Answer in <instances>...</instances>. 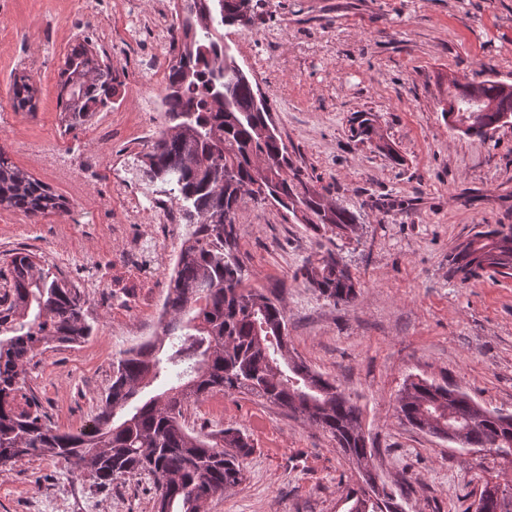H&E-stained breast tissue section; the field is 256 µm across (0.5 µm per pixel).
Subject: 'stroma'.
Returning <instances> with one entry per match:
<instances>
[{
  "label": "stroma",
  "mask_w": 512,
  "mask_h": 512,
  "mask_svg": "<svg viewBox=\"0 0 512 512\" xmlns=\"http://www.w3.org/2000/svg\"><path fill=\"white\" fill-rule=\"evenodd\" d=\"M155 0H9L0 11V151L65 203L35 218L0 207V269L12 252L36 253L67 277L94 261L106 285L88 289L93 332L52 344L26 384L60 429L83 427L112 382V360L159 331L178 248L192 225H136L117 233L122 193L163 199L137 158L151 147L140 127L162 116L137 109L147 46H160ZM107 55L122 91L112 106L70 129L57 105L60 68L76 38ZM224 41L252 83L304 177L356 216L329 244L358 280L350 304L321 296L302 275L318 249L309 225L272 203L245 201L238 252L247 287L279 298L288 348L335 380L359 406L372 472L404 512H467L486 484L512 485V458L465 448L403 421L410 381L450 383L478 405L512 414V277L464 282L450 272L455 247L483 224L512 225V123L488 137L451 130L442 114L448 80L512 83V0H268L254 25ZM27 75L31 109L10 85ZM376 117V136L354 133ZM390 151L380 149V142ZM87 160L77 174L70 160ZM189 427H235L249 436L244 480L205 512H346L361 473L306 418L252 396L224 398V415L187 409ZM155 481L132 476L97 488L65 461L33 458L0 473V512H154Z\"/></svg>",
  "instance_id": "35a3bbf8"
}]
</instances>
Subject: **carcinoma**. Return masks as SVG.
Masks as SVG:
<instances>
[{"label": "carcinoma", "mask_w": 512, "mask_h": 512, "mask_svg": "<svg viewBox=\"0 0 512 512\" xmlns=\"http://www.w3.org/2000/svg\"><path fill=\"white\" fill-rule=\"evenodd\" d=\"M262 0H194L180 25L187 42L172 46L165 77L166 109L160 136L143 155V175L159 181L184 220L196 225L182 248L163 304L162 334L119 354L112 385L92 423L78 431L46 422L35 397L26 393L28 369L50 340L77 343L93 331L85 291L18 250L10 277L0 286V472L32 458L76 464L103 487L137 474L155 477L156 512H201L212 495L238 487L243 461L252 453L235 428L194 431L185 425L188 406L213 393H248L300 414L329 433L356 464L372 457L359 437L360 409L336 383L292 361L283 306L244 286L237 250L239 192L251 185L253 200H273L315 233L345 234L355 215L341 205L327 207L314 185L293 168L274 127L269 103L256 101L248 76L224 65L226 26L247 23ZM59 107L67 126L85 124L93 108L107 104L121 85L115 69L99 63L82 43L64 59ZM35 89L31 78L12 84L13 100L24 108ZM448 127L485 138L512 117V90L498 80L453 81ZM27 216L65 209L40 181L0 151V207ZM490 270L512 277V225L474 233L451 257V271L466 282ZM303 276L320 295L349 304L358 283L331 250L306 260ZM398 412L428 432L453 426L471 448L512 453V422L502 413L469 416L471 400L425 380L410 384ZM349 512H390L368 495L352 493Z\"/></svg>", "instance_id": "cac0c4a2"}]
</instances>
